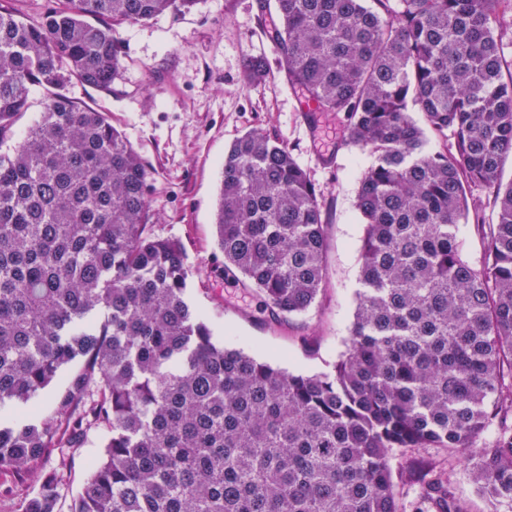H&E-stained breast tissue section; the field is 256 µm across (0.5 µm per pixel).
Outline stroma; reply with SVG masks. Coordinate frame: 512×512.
I'll return each instance as SVG.
<instances>
[{
  "label": "stroma",
  "mask_w": 512,
  "mask_h": 512,
  "mask_svg": "<svg viewBox=\"0 0 512 512\" xmlns=\"http://www.w3.org/2000/svg\"><path fill=\"white\" fill-rule=\"evenodd\" d=\"M274 8L260 0H202L193 11L120 26L122 67L111 92L72 84L83 105L108 113L150 172L152 226L178 239L195 274L187 297L226 346L271 361L295 374L327 372L345 351L355 310L364 227L355 208L367 150L339 148L340 119L309 125L306 107L276 68L271 38ZM264 59L268 72L244 82L246 63ZM261 128L290 147L310 174L328 224V278L304 314L275 323L263 296L223 273L214 213L224 155L244 132ZM105 430L90 432L68 455H50L45 468L62 478L65 500L77 495L87 460L99 457ZM446 469L472 512H512V504L480 497L466 459L444 448L395 449L392 471L405 460Z\"/></svg>",
  "instance_id": "35a3bbf8"
}]
</instances>
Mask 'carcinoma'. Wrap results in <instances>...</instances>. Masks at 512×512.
<instances>
[{
    "label": "carcinoma",
    "mask_w": 512,
    "mask_h": 512,
    "mask_svg": "<svg viewBox=\"0 0 512 512\" xmlns=\"http://www.w3.org/2000/svg\"><path fill=\"white\" fill-rule=\"evenodd\" d=\"M199 2L61 0L35 20L0 3V405L66 383L53 417L0 409V476L22 486L103 426L68 512H401L396 448L464 455L478 492L512 503V0H275L278 71L374 155L349 342L312 375L214 340L181 243L151 228L150 172L67 94L112 92L118 27ZM33 86L43 111L20 133ZM470 218L479 267L457 244ZM214 224L273 319L316 303L324 204L278 138L232 144ZM400 478L420 485L413 512H471L442 469ZM20 512H62L61 477Z\"/></svg>",
    "instance_id": "obj_1"
}]
</instances>
